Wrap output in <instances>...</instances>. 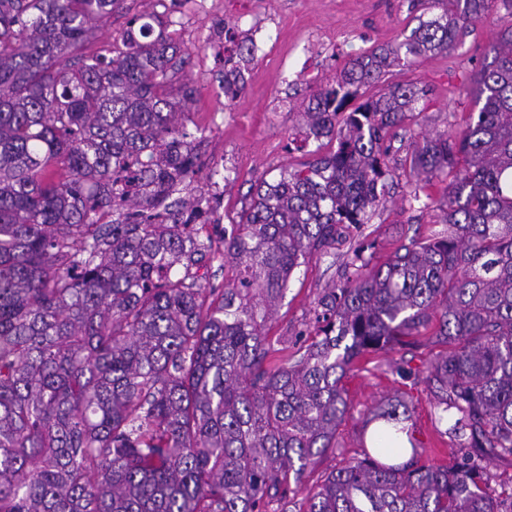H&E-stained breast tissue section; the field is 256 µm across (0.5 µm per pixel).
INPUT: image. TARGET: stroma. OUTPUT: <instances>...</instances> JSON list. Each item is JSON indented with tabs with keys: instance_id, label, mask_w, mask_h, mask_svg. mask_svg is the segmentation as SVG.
Listing matches in <instances>:
<instances>
[{
	"instance_id": "obj_1",
	"label": "stroma",
	"mask_w": 512,
	"mask_h": 512,
	"mask_svg": "<svg viewBox=\"0 0 512 512\" xmlns=\"http://www.w3.org/2000/svg\"><path fill=\"white\" fill-rule=\"evenodd\" d=\"M157 13L171 37L190 55L184 68L170 71L167 88L177 92L183 80L198 88L190 119L198 133L201 169L184 194L220 195L224 221L204 226L200 238L222 246L224 228L238 221L251 203L258 179L278 176L284 169L312 160L314 151L335 150V140L305 141L296 114L317 88L334 82L352 57L365 51L398 45L408 38L420 18H434L442 7L434 0L422 8L415 0H217L207 19L189 11L174 12L170 0H124L94 31L89 49L111 54L129 20ZM252 39L253 61L242 65L244 89L236 99L224 94V57L216 42L225 27ZM512 26V13L495 7L473 20L457 47L448 53L419 57L410 66L393 67L381 80L364 89V96L380 94L392 84L414 82L425 87L423 112L394 128L387 137L385 158L389 195L369 223L351 230L345 242L329 254L314 257L296 269L280 303L271 330L275 336L295 335L308 321L323 288L340 280L356 248H363L371 264L387 260L401 244L424 239L437 230L447 186L434 180L423 203H411L416 178L412 151L416 142L464 125L477 106L465 87L470 76L490 62L489 51L498 34ZM433 347H398L372 356L346 379L350 412L336 430V448L322 456L307 473L309 483L320 482L335 468L370 446L364 430L365 414L385 399L405 396L415 406L413 421L424 459L447 462L451 443L434 424V399L422 378L403 381L392 374L396 363L423 370Z\"/></svg>"
}]
</instances>
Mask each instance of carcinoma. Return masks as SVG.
<instances>
[{
    "label": "carcinoma",
    "mask_w": 512,
    "mask_h": 512,
    "mask_svg": "<svg viewBox=\"0 0 512 512\" xmlns=\"http://www.w3.org/2000/svg\"><path fill=\"white\" fill-rule=\"evenodd\" d=\"M498 2L512 12L448 0L312 93L305 140L337 133L336 150L258 181L224 231L219 292L191 272L212 250L189 229L205 198L170 200L198 172L197 89L167 91L184 59L163 20L132 19L106 57L84 48L123 0H0V512H512V483L482 465L512 456V27L474 75L479 111L414 149L418 180L453 174L442 229L379 266L354 251L306 327L270 335L294 271L386 201L385 138L428 95L394 84L354 106L360 90L450 51ZM423 331L442 347L425 381L449 462L422 461L414 406L389 399L364 420L373 447L307 484L347 375Z\"/></svg>",
    "instance_id": "obj_1"
}]
</instances>
